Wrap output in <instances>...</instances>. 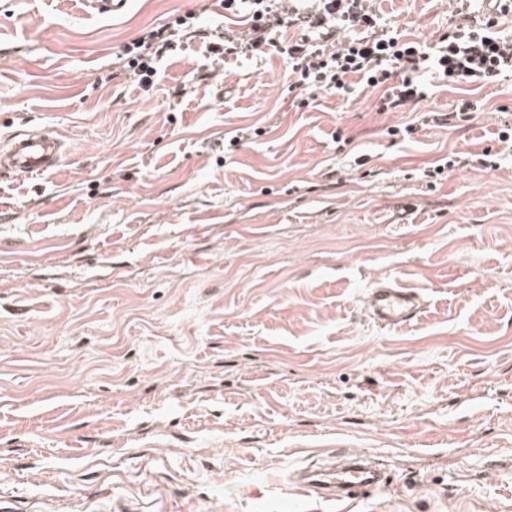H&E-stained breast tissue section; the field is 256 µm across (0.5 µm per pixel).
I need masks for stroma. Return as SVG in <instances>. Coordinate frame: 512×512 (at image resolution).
Masks as SVG:
<instances>
[{"label": "stroma", "mask_w": 512, "mask_h": 512, "mask_svg": "<svg viewBox=\"0 0 512 512\" xmlns=\"http://www.w3.org/2000/svg\"><path fill=\"white\" fill-rule=\"evenodd\" d=\"M377 6L448 26L439 0ZM186 13L242 24L201 0H0V139L69 145L0 180V512H337L289 481L336 448L389 483L346 512H512V160L422 176L480 151L512 84L394 143L413 113L294 109L271 52L199 83L194 48L152 86L119 77L124 43ZM387 278L425 297L412 329L364 313ZM478 101L470 98H458L452 105L451 112H439L430 110L422 112L419 116L421 128L423 126H436L448 128H462L463 123L471 122L474 112L478 110ZM67 153L66 142L54 131L17 129L0 151V175L38 176L59 168Z\"/></svg>", "instance_id": "35a3bbf8"}]
</instances>
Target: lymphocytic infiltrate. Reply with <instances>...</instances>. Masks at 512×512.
<instances>
[{
    "mask_svg": "<svg viewBox=\"0 0 512 512\" xmlns=\"http://www.w3.org/2000/svg\"><path fill=\"white\" fill-rule=\"evenodd\" d=\"M225 11L246 16L243 30L188 29L177 15L160 27L143 28L122 48L123 69L148 86L158 66L199 42L208 65L229 57L260 55L275 49L288 63L289 91L297 107L322 95L350 97L356 88L378 91V112H402L427 96L420 76L429 72L446 87L480 89L512 78V35L500 29L501 15L512 6L490 9L485 0H449L447 30L434 41L388 28L375 0H219ZM476 101L459 98L451 112L421 113L418 123L387 127L395 139H407L418 126L459 128L471 122Z\"/></svg>",
    "mask_w": 512,
    "mask_h": 512,
    "instance_id": "obj_1",
    "label": "lymphocytic infiltrate"
}]
</instances>
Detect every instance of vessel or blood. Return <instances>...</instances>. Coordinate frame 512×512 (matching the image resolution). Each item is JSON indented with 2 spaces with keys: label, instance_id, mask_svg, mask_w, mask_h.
Returning <instances> with one entry per match:
<instances>
[{
  "label": "vessel or blood",
  "instance_id": "1",
  "mask_svg": "<svg viewBox=\"0 0 512 512\" xmlns=\"http://www.w3.org/2000/svg\"><path fill=\"white\" fill-rule=\"evenodd\" d=\"M67 152L65 141L54 131L18 129L0 146V175L38 176L59 168ZM426 310L423 294L399 280H386L373 288L365 305L370 320L388 329H400L417 321ZM336 466L322 467L316 461L295 473V486L326 501L357 502L379 490L384 474L365 456L339 450Z\"/></svg>",
  "mask_w": 512,
  "mask_h": 512
}]
</instances>
